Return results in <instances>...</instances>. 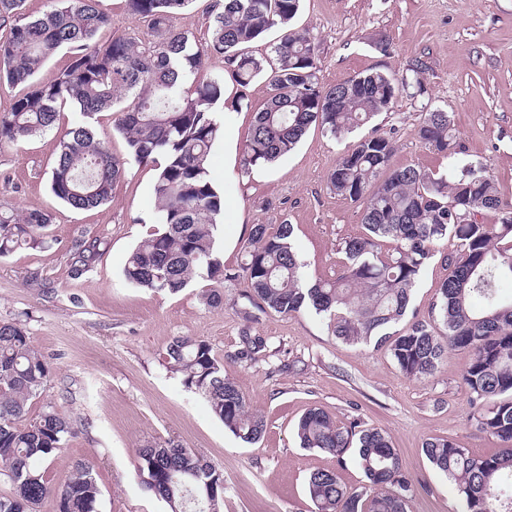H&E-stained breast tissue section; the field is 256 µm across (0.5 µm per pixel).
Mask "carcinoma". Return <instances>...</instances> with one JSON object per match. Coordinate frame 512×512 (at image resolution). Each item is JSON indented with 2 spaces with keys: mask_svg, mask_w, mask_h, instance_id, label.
<instances>
[{
  "mask_svg": "<svg viewBox=\"0 0 512 512\" xmlns=\"http://www.w3.org/2000/svg\"><path fill=\"white\" fill-rule=\"evenodd\" d=\"M132 15L148 22L157 40L114 35L101 44L98 33L111 24L101 0H49L32 17L25 0H0V22L10 25L0 39V83L27 84L29 91L0 113V145H18L51 130L60 108L79 107L83 121L59 141L50 170L55 198L75 210H92L112 200L125 176V163L95 140L91 120L121 102L118 129L138 162L163 158L154 194L163 230L129 254L125 280L150 291L176 294L196 276L210 281L243 277L249 303L282 316L312 310L329 331L348 344H374L406 377L434 376L452 350H466L462 375L469 394L470 422L504 444L479 456L445 437L425 440L422 451L448 478L459 497L458 512H512V302L500 283L512 280V208L500 199L487 172L466 167L448 178L408 165L389 169L392 140L361 139L329 174L333 191L364 201V233L345 241V259L336 277L311 281L301 271L291 244L292 225L276 231L252 227L244 262L231 271L217 256V220L224 200L213 185L208 159L220 133L216 107L224 101V77L199 80L212 55L224 58L235 83L247 89L258 77L268 84L264 108L255 113L243 165L271 164L293 151L308 129L332 136L351 133L392 108L403 92H423L420 68L413 77L383 72L359 74L324 88L317 80L316 47L310 33L291 26L300 0H215L209 37L198 44L171 20L194 0H127ZM278 27L271 64L247 52L250 43ZM70 50L68 64L50 83L35 76L57 49ZM417 134L429 148L453 158L459 145L450 115L422 113ZM498 214L495 224L477 216ZM49 213L20 215L0 209V257L45 238ZM458 240L456 252L442 255L448 276L436 289L428 315L413 316L397 334L388 329L406 316L412 291L436 244ZM390 243L382 250L383 242ZM98 240L74 243L72 274L82 276L99 257ZM260 336L243 332L234 355L252 362L267 351ZM167 371L202 394L213 415L243 442L265 432L262 416L249 411L239 386L224 376V364L200 338L177 336L163 356ZM52 368L17 324L0 321V512H37L48 497L56 512H98L101 495L84 462L57 489L33 462L65 447L74 423L53 407L26 421L29 403L39 396ZM303 448L333 455L354 453L366 483L349 488L336 472L310 474L307 489L317 512H409L413 479L403 470L390 435L354 418L339 423L327 410L310 407L296 424ZM142 483L170 512H221L224 473L192 449L179 445L138 449Z\"/></svg>",
  "mask_w": 512,
  "mask_h": 512,
  "instance_id": "1",
  "label": "carcinoma"
}]
</instances>
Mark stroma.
Masks as SVG:
<instances>
[{
    "label": "stroma",
    "mask_w": 512,
    "mask_h": 512,
    "mask_svg": "<svg viewBox=\"0 0 512 512\" xmlns=\"http://www.w3.org/2000/svg\"><path fill=\"white\" fill-rule=\"evenodd\" d=\"M102 4L112 24L101 40L128 34L153 41L152 30L128 12L126 0ZM294 25L308 30L316 45L321 85L372 71L399 78L418 65L424 92L400 96L371 124L338 138L311 126L277 164L249 171L244 149L253 115L267 98L265 82L246 89L243 108L220 109L221 135L209 171L224 198L216 247L225 267L240 264L252 225L274 230L286 222L294 228L291 242L305 273L335 277L343 242L363 232L362 205L336 195L328 176L365 136L393 140V169L413 164L441 176L455 166L483 167L503 203L512 205V0H301ZM430 108L451 116L460 144L454 160L417 136L420 115ZM117 118L102 112L92 125L97 139L125 160L126 176L111 202L89 211L70 209L49 186L58 143L82 119L74 106L62 107L46 134L0 146V205L53 216L45 244L0 259V320L22 327L54 368L28 415L36 417L50 405L77 428L61 452L40 464L50 483L61 485L77 461H87L101 490L99 512H169L142 485L137 451L171 442L223 471L224 512H315L306 488L310 472L335 470L350 487L365 480L353 454L336 457L301 447L295 425L308 407L319 406L338 421L358 417L389 433L415 482L410 512H455V491L424 456L423 441L446 437L478 455L501 446L468 420L461 381L468 354L450 352L434 377L410 379L384 350L337 340L315 312L246 319L245 279L215 284L197 278L176 294L128 284V254L159 228L157 170L129 159ZM83 237L98 239L102 255L77 278L71 273L72 246ZM456 248L453 238L437 244V256L413 290L411 310L428 312L447 274L441 256ZM211 288L223 294V307L203 303L202 292ZM246 330L269 344L252 363L234 358ZM176 336L212 345L225 376L267 423L257 443L237 438L202 395L165 369L161 355Z\"/></svg>",
    "instance_id": "obj_1"
}]
</instances>
